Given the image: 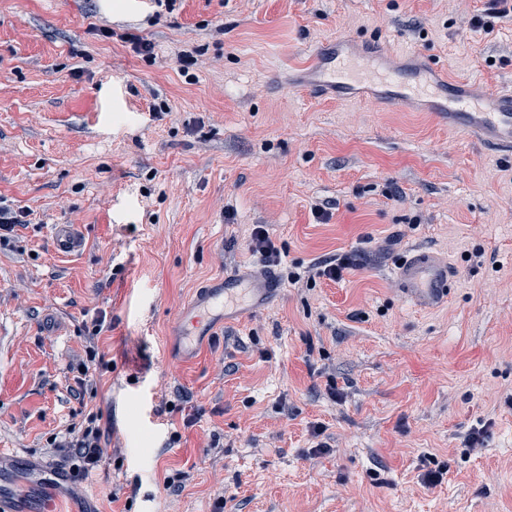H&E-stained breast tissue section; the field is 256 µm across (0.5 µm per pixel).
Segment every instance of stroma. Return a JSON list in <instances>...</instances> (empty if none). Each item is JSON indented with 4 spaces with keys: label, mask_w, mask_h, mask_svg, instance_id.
Returning <instances> with one entry per match:
<instances>
[{
    "label": "stroma",
    "mask_w": 512,
    "mask_h": 512,
    "mask_svg": "<svg viewBox=\"0 0 512 512\" xmlns=\"http://www.w3.org/2000/svg\"><path fill=\"white\" fill-rule=\"evenodd\" d=\"M488 5L0 0V205L26 214L0 247V470L17 491L37 472L82 512H512V156L420 101L306 92V60L340 34L512 86V8L488 31ZM57 224L82 250L58 251ZM259 225L280 292L188 351L198 289L263 282ZM421 250L455 281L434 310L396 278ZM349 252L341 281L287 279ZM92 348L97 388L73 394L67 368ZM96 412L109 455L71 479L51 440ZM248 248L260 253L269 263L280 264V252L261 225L253 229Z\"/></svg>",
    "instance_id": "35a3bbf8"
}]
</instances>
